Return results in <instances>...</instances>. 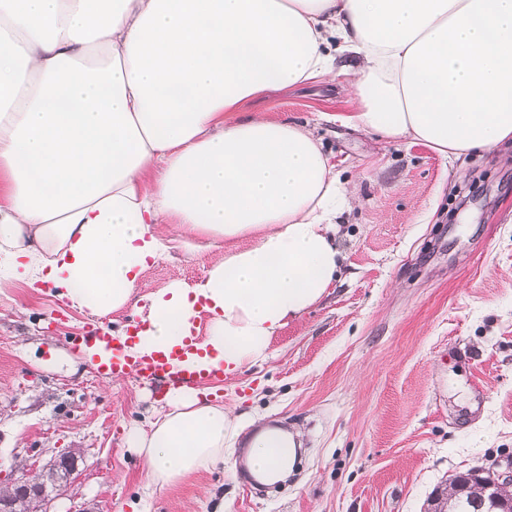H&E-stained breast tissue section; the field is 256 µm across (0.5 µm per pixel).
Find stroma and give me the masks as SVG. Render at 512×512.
<instances>
[{"label":"stroma","instance_id":"stroma-1","mask_svg":"<svg viewBox=\"0 0 512 512\" xmlns=\"http://www.w3.org/2000/svg\"><path fill=\"white\" fill-rule=\"evenodd\" d=\"M353 72L249 102L272 121L309 124L330 151L354 207L343 273L288 324L266 362L225 377L216 394L248 417L303 433L285 481L251 486L252 426L224 451L226 471L147 487L125 445L159 396L140 378L112 381L75 356L73 337L135 321L133 307L93 317L52 289L0 292V468L39 449L37 464L83 449L86 465L55 512H427L434 490L476 466L512 458V144L442 157L347 125ZM224 259L217 244L138 278L146 301L172 279L198 282Z\"/></svg>","mask_w":512,"mask_h":512}]
</instances>
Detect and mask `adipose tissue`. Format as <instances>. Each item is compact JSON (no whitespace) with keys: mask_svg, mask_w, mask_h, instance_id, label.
Masks as SVG:
<instances>
[{"mask_svg":"<svg viewBox=\"0 0 512 512\" xmlns=\"http://www.w3.org/2000/svg\"><path fill=\"white\" fill-rule=\"evenodd\" d=\"M344 54L347 124L446 158L512 141V0H0V289L119 311L168 257L169 224L233 248L134 307L139 348L203 324L205 363L265 361L340 279L353 198L308 124L245 105L334 75ZM242 426L209 390L173 387L126 445L167 490L223 464ZM299 439L259 428L249 473L283 479Z\"/></svg>","mask_w":512,"mask_h":512,"instance_id":"obj_1","label":"adipose tissue"}]
</instances>
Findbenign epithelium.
Wrapping results in <instances>:
<instances>
[{"label":"benign epithelium","mask_w":512,"mask_h":512,"mask_svg":"<svg viewBox=\"0 0 512 512\" xmlns=\"http://www.w3.org/2000/svg\"><path fill=\"white\" fill-rule=\"evenodd\" d=\"M63 460L68 463V472L61 478L57 472ZM83 463H85L83 450L71 448L55 456L52 463L46 467L40 468L34 463L27 462L15 466L14 470L4 478L7 490L0 493V512H10L12 500L17 494L35 497L39 504L38 512H51V503L71 487ZM488 470L492 472L496 485L512 487V459L504 463L498 462ZM488 470L476 467L472 473L480 477Z\"/></svg>","instance_id":"benign-epithelium-1"}]
</instances>
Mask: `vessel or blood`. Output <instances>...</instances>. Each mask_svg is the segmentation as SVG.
<instances>
[{
    "instance_id": "vessel-or-blood-1",
    "label": "vessel or blood",
    "mask_w": 512,
    "mask_h": 512,
    "mask_svg": "<svg viewBox=\"0 0 512 512\" xmlns=\"http://www.w3.org/2000/svg\"><path fill=\"white\" fill-rule=\"evenodd\" d=\"M139 329V324H130L125 336L119 337L100 327L75 338L73 345L88 348L99 373L114 381L132 375L163 388L172 384L204 388L223 383V368L196 365V358L203 354L200 337L188 336L181 343L141 355L133 350Z\"/></svg>"
}]
</instances>
